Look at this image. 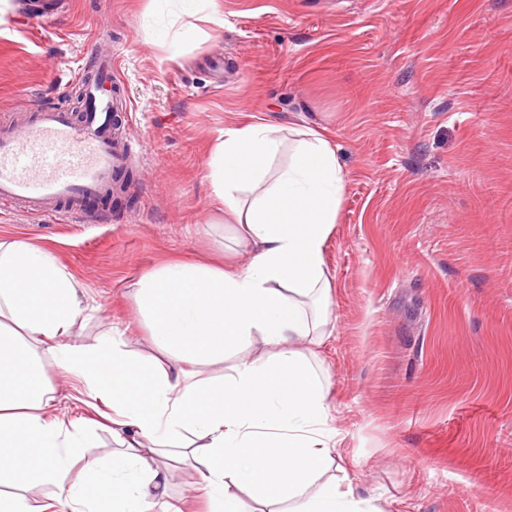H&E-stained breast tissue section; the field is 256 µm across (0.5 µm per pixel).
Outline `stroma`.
I'll use <instances>...</instances> for the list:
<instances>
[{
    "label": "stroma",
    "instance_id": "35a3bbf8",
    "mask_svg": "<svg viewBox=\"0 0 512 512\" xmlns=\"http://www.w3.org/2000/svg\"><path fill=\"white\" fill-rule=\"evenodd\" d=\"M224 25L159 62L178 0H63L0 16V123L54 103L73 76L115 61L136 152L99 224L17 212L0 238L53 253L92 312L71 344L110 326L153 350L136 279L173 258L233 262L210 223L212 143L246 115L325 130L347 173L327 245L336 334L319 350L342 443L331 474L382 512H512V0H215ZM45 375L94 434L76 468L109 459L112 433Z\"/></svg>",
    "mask_w": 512,
    "mask_h": 512
}]
</instances>
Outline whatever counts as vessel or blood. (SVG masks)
Listing matches in <instances>:
<instances>
[{
  "instance_id": "vessel-or-blood-1",
  "label": "vessel or blood",
  "mask_w": 512,
  "mask_h": 512,
  "mask_svg": "<svg viewBox=\"0 0 512 512\" xmlns=\"http://www.w3.org/2000/svg\"><path fill=\"white\" fill-rule=\"evenodd\" d=\"M82 110L50 105L0 126V210L95 224L87 201L112 192L131 147L115 137L119 94L112 59L95 58L78 79Z\"/></svg>"
}]
</instances>
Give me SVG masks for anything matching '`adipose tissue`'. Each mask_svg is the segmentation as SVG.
<instances>
[{
	"label": "adipose tissue",
	"instance_id": "1",
	"mask_svg": "<svg viewBox=\"0 0 512 512\" xmlns=\"http://www.w3.org/2000/svg\"><path fill=\"white\" fill-rule=\"evenodd\" d=\"M213 204L244 252L224 267L174 261L139 278L134 300L158 356L132 351L119 330L92 348L67 338L83 316L79 285L47 249L0 238V512H47L27 488L58 481L68 512H182L164 504L172 472L157 448L197 463L189 496L207 512H382L335 462L330 383L315 349L334 334L326 251L347 176L336 147L311 128L250 118L209 150ZM260 341L257 354L246 351ZM238 358L214 379L205 368ZM77 379L86 403L106 406L117 453L62 483L80 448L46 379L42 354Z\"/></svg>",
	"mask_w": 512,
	"mask_h": 512
}]
</instances>
